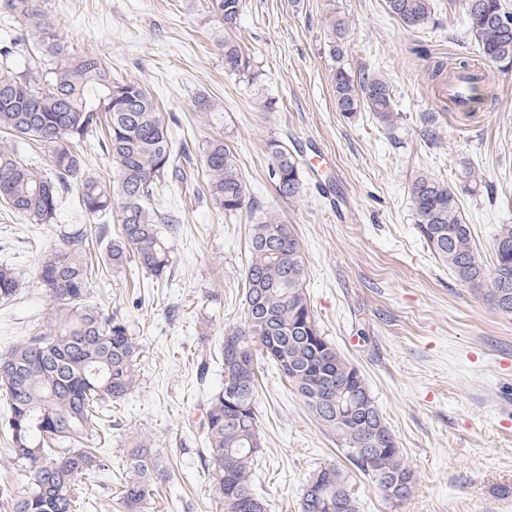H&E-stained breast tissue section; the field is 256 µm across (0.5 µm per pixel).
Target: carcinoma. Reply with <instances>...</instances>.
Wrapping results in <instances>:
<instances>
[{
  "label": "carcinoma",
  "instance_id": "carcinoma-1",
  "mask_svg": "<svg viewBox=\"0 0 512 512\" xmlns=\"http://www.w3.org/2000/svg\"><path fill=\"white\" fill-rule=\"evenodd\" d=\"M434 0H386L389 12L408 27L431 19ZM208 12L227 28L242 0H207ZM468 30L482 57L512 63V26L500 24L501 0H464ZM0 14L19 23L14 46L35 45L42 53L37 71L18 70L7 59L13 46L0 47V203L29 224H55L63 194L78 185L84 212L96 219L119 200L118 234L106 248L112 271L133 258L141 271L159 279L171 266L168 241L180 229L178 217L162 214L152 201L172 168L170 131L140 83L112 77L96 54L72 51L41 0H0ZM469 60L442 61L429 71L433 83L469 68ZM251 65L233 43L224 42V70L244 75ZM338 111L366 110L382 123L393 120L388 83L371 77L354 85L338 68L333 75ZM107 127L101 147L112 160L116 180L86 172V142ZM34 141L48 150L49 168L18 159L13 142ZM269 176L276 195L292 200L303 181L288 144L268 143ZM206 191L224 214L240 211L245 186L230 147L219 139L202 152ZM416 228L432 254L462 282L487 286L501 313L512 314V224L495 234L494 260L486 269L476 254L471 225L461 217L454 189L431 175L410 185ZM87 237L66 236L65 245L46 254L37 275L58 307L53 325L0 355V383L9 405L11 458L25 468L29 489L16 496L0 486V506L10 512H77L75 482L109 467L100 449L86 441L105 432L112 403L126 398L137 382L142 349L126 322L86 304L93 266ZM244 318L224 334V386L206 402L204 465L224 512H267L250 480L261 447L257 415V369L264 357L284 369L288 382L317 420L333 434L354 470L373 477L383 495L407 500L414 473L403 460L361 372L322 335L304 291L305 265L289 224L264 218L251 225L244 271ZM25 278L0 266V298L16 296ZM368 449V460L354 450ZM167 477L156 451L143 442L127 450L119 496L128 512H143L153 486ZM350 470L329 465L317 470L303 492L300 512H357Z\"/></svg>",
  "mask_w": 512,
  "mask_h": 512
}]
</instances>
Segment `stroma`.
I'll return each mask as SVG.
<instances>
[{"label": "stroma", "instance_id": "obj_1", "mask_svg": "<svg viewBox=\"0 0 512 512\" xmlns=\"http://www.w3.org/2000/svg\"><path fill=\"white\" fill-rule=\"evenodd\" d=\"M207 0H44L70 48L107 60L115 77L139 82L170 127L181 181L156 207L177 212L169 278L128 264L98 265L87 301L123 318L139 341L138 386L112 406V429L96 447L124 458L134 442L154 448L170 473L145 512H224L203 465L202 409L224 383V333L243 316V273L251 224L262 216L293 225L318 326L364 376L414 471L412 496L386 499L357 475L358 512H512V315L485 290L462 283L415 229L409 187L427 173L459 190L478 255L493 260L498 225L512 224V67L489 65L492 95L475 112H445L435 62L474 56L463 0H436L420 29L388 15L385 0H242L225 29ZM347 24L341 59L331 55L333 23ZM241 46L251 72L224 70V44ZM380 76L395 118L337 111L332 75ZM214 103L213 122L199 99ZM219 138L233 150L245 184L234 215L210 201L200 150ZM292 143L304 188L277 197L268 177L271 139ZM474 185L471 194L464 185ZM77 190L55 224H30L0 205V264L26 286L0 301V352L50 323L55 307L38 276L67 233L96 228ZM262 449L253 486L268 512H299L310 476L344 463L283 374L266 364L257 399ZM0 396V485L23 495L28 480L11 459ZM115 472L78 484L79 512H124Z\"/></svg>", "mask_w": 512, "mask_h": 512}]
</instances>
